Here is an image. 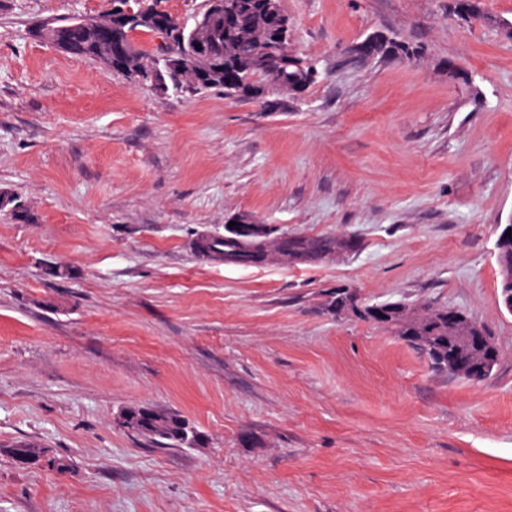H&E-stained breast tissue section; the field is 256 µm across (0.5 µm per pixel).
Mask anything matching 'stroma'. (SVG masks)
Segmentation results:
<instances>
[{"label": "stroma", "instance_id": "stroma-1", "mask_svg": "<svg viewBox=\"0 0 512 512\" xmlns=\"http://www.w3.org/2000/svg\"><path fill=\"white\" fill-rule=\"evenodd\" d=\"M282 6L325 74L264 112L136 86L31 32L112 0H0V512H512L495 247L512 41L448 0ZM375 31L425 52L337 67ZM241 213L360 247L250 268L192 249ZM341 285L467 313L496 340L493 375L432 371L387 329L321 314ZM135 404L182 415L197 445L119 427ZM21 441L67 469L16 466Z\"/></svg>", "mask_w": 512, "mask_h": 512}]
</instances>
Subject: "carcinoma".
<instances>
[{
    "instance_id": "cac0c4a2",
    "label": "carcinoma",
    "mask_w": 512,
    "mask_h": 512,
    "mask_svg": "<svg viewBox=\"0 0 512 512\" xmlns=\"http://www.w3.org/2000/svg\"><path fill=\"white\" fill-rule=\"evenodd\" d=\"M224 12L215 10L214 0H206L205 7L188 24L177 21L168 33L166 52L147 49L136 42L138 34L153 35L151 16L162 0H130V14L112 23L116 36L124 41L129 57L123 76L130 81L157 92L202 94L212 90L224 93L227 98L251 101L270 111L286 100H294L307 88L319 81L318 63L297 53L289 36L288 16L281 0H222ZM448 15L462 21H489L498 23L481 11L477 0H449ZM68 45L69 54L103 64L105 50L96 43L90 29L76 25L72 19L46 21L38 26ZM205 44L210 50L209 63L218 69L233 70L238 74L236 84L224 83L222 74L205 84L197 81L185 63L198 57L196 45ZM414 48L387 35H375V41L365 48L349 51L345 58L348 65L370 60H385L395 56H409ZM358 243L349 237L334 235L308 236L293 234L288 239V250L297 255L303 264L330 261L336 254L356 251ZM209 254L225 258L232 266L241 265L243 245L232 235L209 240ZM497 263L500 273L499 288L512 286V241L497 243ZM392 312L390 321L384 323L395 336L419 350L435 370L448 363V308L422 305L413 308L403 300L387 301ZM350 310L352 317L366 321L367 307L355 305L353 293L343 287L331 292L321 310L329 315ZM125 429L134 435L154 440L168 448L194 445L195 432L180 414L161 410L154 431L138 429L139 409L131 406L124 411ZM31 457L32 467L48 462H66L51 457L47 450L33 443H19Z\"/></svg>"
}]
</instances>
